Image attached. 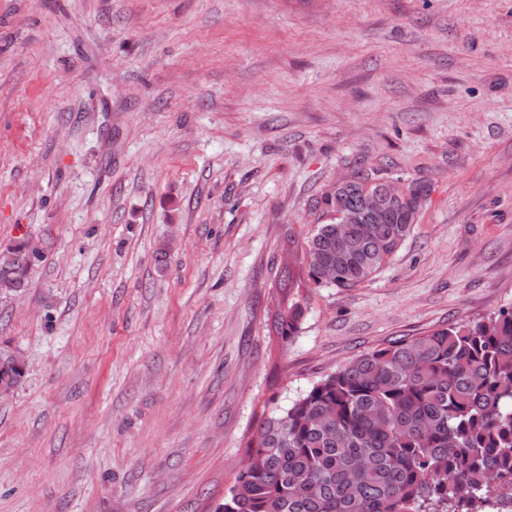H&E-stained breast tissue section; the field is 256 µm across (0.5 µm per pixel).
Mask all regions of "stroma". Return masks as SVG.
<instances>
[{
	"mask_svg": "<svg viewBox=\"0 0 512 512\" xmlns=\"http://www.w3.org/2000/svg\"><path fill=\"white\" fill-rule=\"evenodd\" d=\"M431 182L375 277L269 315L287 234ZM0 512H208L261 419L512 306V0H0ZM30 247L36 251L41 250L39 243L34 240H30ZM8 251L13 252L14 261L8 265H0V289L12 291L24 288L31 265L42 257V252L32 254L28 249L27 241L22 240ZM18 363L23 364L15 358H0V384L14 388L21 382L24 369Z\"/></svg>",
	"mask_w": 512,
	"mask_h": 512,
	"instance_id": "stroma-1",
	"label": "stroma"
}]
</instances>
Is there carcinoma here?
<instances>
[{
	"mask_svg": "<svg viewBox=\"0 0 512 512\" xmlns=\"http://www.w3.org/2000/svg\"><path fill=\"white\" fill-rule=\"evenodd\" d=\"M383 179L361 170L315 208L327 220L288 237L271 329L282 344L306 314L300 290L357 288L399 251L432 184L413 179L411 199L346 229L336 214L356 209ZM0 265V289L25 286L42 254L19 241ZM336 280H321L322 268ZM23 368L0 358V384ZM246 458L214 512H489L512 478V307L476 324L453 323L375 348L314 382L254 431Z\"/></svg>",
	"mask_w": 512,
	"mask_h": 512,
	"instance_id": "obj_1",
	"label": "carcinoma"
}]
</instances>
